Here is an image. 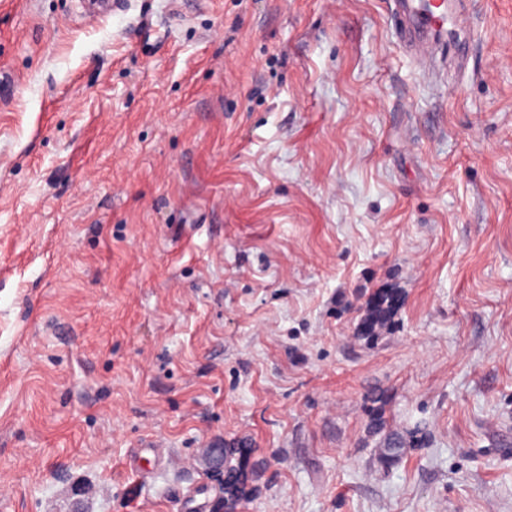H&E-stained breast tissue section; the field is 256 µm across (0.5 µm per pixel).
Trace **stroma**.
I'll use <instances>...</instances> for the list:
<instances>
[{"instance_id": "obj_1", "label": "stroma", "mask_w": 512, "mask_h": 512, "mask_svg": "<svg viewBox=\"0 0 512 512\" xmlns=\"http://www.w3.org/2000/svg\"><path fill=\"white\" fill-rule=\"evenodd\" d=\"M452 3L431 75L393 0H0V512H214L216 442L231 512H512V0ZM206 459L212 474L216 477V484L220 494L219 499L224 501V486L227 494L234 497L238 493L237 477L234 473L235 469L232 468L225 472L224 479V448H207Z\"/></svg>"}]
</instances>
